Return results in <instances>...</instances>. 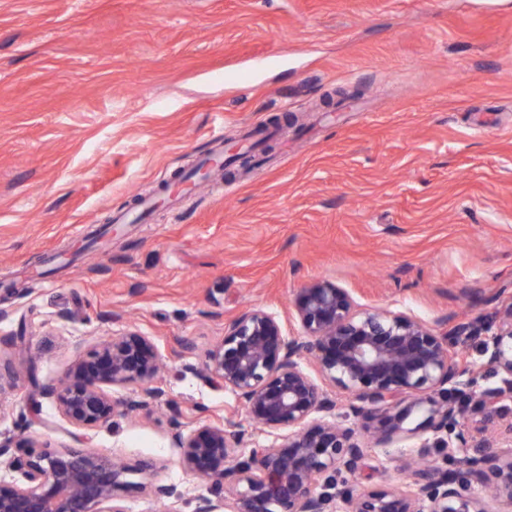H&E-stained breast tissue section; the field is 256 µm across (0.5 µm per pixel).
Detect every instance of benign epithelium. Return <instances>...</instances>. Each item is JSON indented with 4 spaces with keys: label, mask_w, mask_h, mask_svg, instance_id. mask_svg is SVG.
Wrapping results in <instances>:
<instances>
[{
    "label": "benign epithelium",
    "mask_w": 512,
    "mask_h": 512,
    "mask_svg": "<svg viewBox=\"0 0 512 512\" xmlns=\"http://www.w3.org/2000/svg\"><path fill=\"white\" fill-rule=\"evenodd\" d=\"M299 331L287 336L278 317L252 309L224 328L202 368L187 369L231 393L253 428L230 415L224 423L184 432L178 411L171 441L186 470L208 484L194 512H503L512 509V304L484 323H459L439 334L404 312L363 310L327 281L293 299ZM479 340L501 385L483 388L459 346ZM312 362L319 378L303 366ZM159 355L136 329L109 336L54 383L28 373L31 401L53 400L74 427L92 430L112 417L147 411L162 401ZM138 387L116 401L108 387ZM347 394L340 405L329 390ZM478 411L493 426L480 437L466 421ZM286 430V442L273 439ZM410 442V454L439 449L443 464L412 469L403 487L355 489L346 476L384 471L388 448ZM246 456H233L237 448ZM26 448L23 457L12 456ZM23 481L0 489V512H127L123 494L147 490L172 505L175 485L132 482L154 464L132 469L84 448L39 449L30 438L0 436V458ZM374 465H368V462Z\"/></svg>",
    "instance_id": "7a95c632"
}]
</instances>
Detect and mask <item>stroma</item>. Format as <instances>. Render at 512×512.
Here are the masks:
<instances>
[{
	"label": "stroma",
	"mask_w": 512,
	"mask_h": 512,
	"mask_svg": "<svg viewBox=\"0 0 512 512\" xmlns=\"http://www.w3.org/2000/svg\"><path fill=\"white\" fill-rule=\"evenodd\" d=\"M257 128L254 167L108 232ZM315 280L440 333L512 304V0H0V435L153 460L193 512L172 412L235 403L194 367L250 309L296 333ZM129 327L164 402L96 430L30 411L28 370Z\"/></svg>",
	"instance_id": "stroma-1"
}]
</instances>
